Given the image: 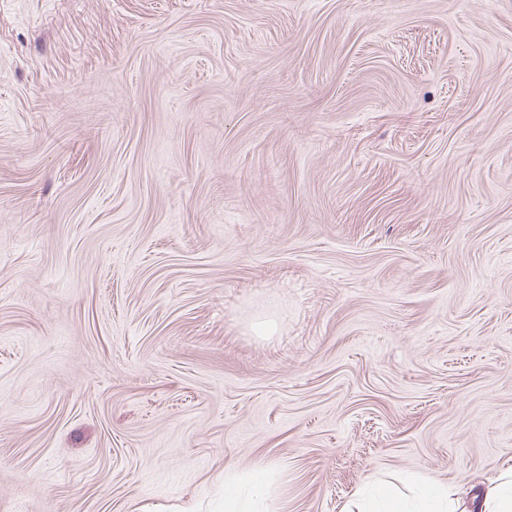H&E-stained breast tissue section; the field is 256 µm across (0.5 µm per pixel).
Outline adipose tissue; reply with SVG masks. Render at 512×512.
Instances as JSON below:
<instances>
[{"label":"adipose tissue","instance_id":"adipose-tissue-1","mask_svg":"<svg viewBox=\"0 0 512 512\" xmlns=\"http://www.w3.org/2000/svg\"><path fill=\"white\" fill-rule=\"evenodd\" d=\"M267 471L254 467L249 473L224 474V512H266ZM345 512H512V464L505 465L495 484L463 506L454 489L442 486L407 499L397 498L390 486L372 481L368 491L351 501Z\"/></svg>","mask_w":512,"mask_h":512}]
</instances>
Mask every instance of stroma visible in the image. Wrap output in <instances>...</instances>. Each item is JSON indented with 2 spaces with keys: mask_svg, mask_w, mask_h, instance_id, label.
<instances>
[{
  "mask_svg": "<svg viewBox=\"0 0 512 512\" xmlns=\"http://www.w3.org/2000/svg\"><path fill=\"white\" fill-rule=\"evenodd\" d=\"M258 462L512 463V0H0V512Z\"/></svg>",
  "mask_w": 512,
  "mask_h": 512,
  "instance_id": "35a3bbf8",
  "label": "stroma"
}]
</instances>
